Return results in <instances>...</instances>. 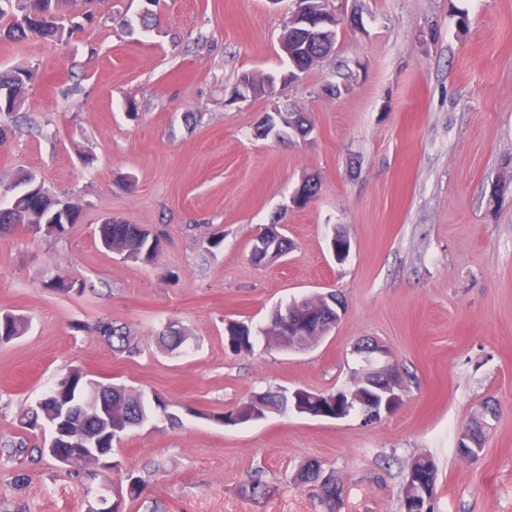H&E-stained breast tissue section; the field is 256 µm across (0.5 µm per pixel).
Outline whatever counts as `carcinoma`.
I'll return each mask as SVG.
<instances>
[{
	"label": "carcinoma",
	"instance_id": "carcinoma-1",
	"mask_svg": "<svg viewBox=\"0 0 512 512\" xmlns=\"http://www.w3.org/2000/svg\"><path fill=\"white\" fill-rule=\"evenodd\" d=\"M77 0H0V38L25 40L30 37L53 38L62 41L65 29L60 21L69 16ZM282 36L294 45V54L288 58V70L307 74L315 58L326 53L324 42L305 29L291 31L284 28ZM35 78L32 69L17 66L0 71V117H12L24 104L26 85ZM290 121L285 129L303 134L314 130V125L305 112H288ZM37 182L35 174L20 169L14 175V187L18 191L6 197L0 195V229L28 224L41 225L44 236H60L67 231L66 224H76L80 211L64 214L57 210L56 198L45 194L41 204L33 203L29 196V187ZM259 242L253 243L250 260L257 266L272 263L277 254L286 255L291 248L287 237L270 225L258 236ZM98 240L101 246L126 261L150 264L155 262L163 251L164 239L139 224H100ZM49 287L58 294H82L88 285L84 281L59 275L50 282ZM322 296L305 297L291 302L293 323L303 336H313L317 332L319 320L325 319ZM281 309H275L269 324L264 330L268 343H276L282 336L278 321ZM28 327L27 320L14 314L0 316V342L23 335ZM99 332L115 344L118 351L132 352V347L123 328L112 324H101ZM228 344L235 352L249 351L253 348L249 327L231 323L227 328ZM312 391L303 390L298 396L299 404L313 411H320L329 418L336 417L334 394L319 393V400L312 402ZM166 410V405L155 399L154 404L145 401L142 395L115 384H103L89 379L81 369L71 368L40 399L29 406L21 415L22 427L34 426L43 418L55 421L58 426L59 442L65 448L82 444V437L89 435L99 448L112 447V425L120 426L123 432L142 426V421L152 416L153 409ZM288 409V398L281 393H264L242 402L225 419L234 423H248L252 416L264 418L266 413ZM485 433L479 419L472 420L461 432L457 443V453L464 459L477 456L475 447H484ZM323 471L312 462L300 464L294 481L312 490L325 512H336V501L340 500V485L333 474H328L327 482H320Z\"/></svg>",
	"mask_w": 512,
	"mask_h": 512
}]
</instances>
